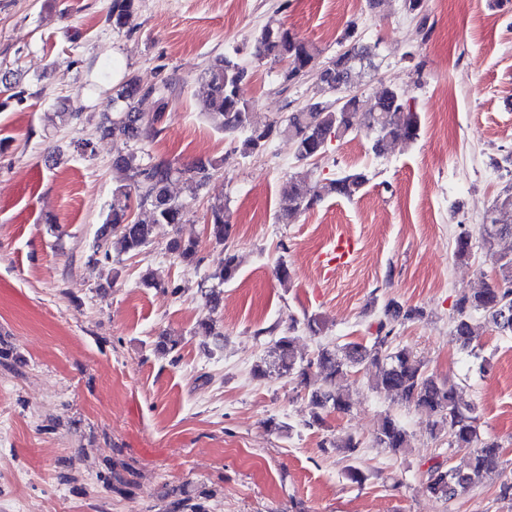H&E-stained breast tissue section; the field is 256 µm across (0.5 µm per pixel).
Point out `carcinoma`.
I'll return each instance as SVG.
<instances>
[{"label":"carcinoma","mask_w":512,"mask_h":512,"mask_svg":"<svg viewBox=\"0 0 512 512\" xmlns=\"http://www.w3.org/2000/svg\"><path fill=\"white\" fill-rule=\"evenodd\" d=\"M137 6L138 0H112L108 14L112 28L122 29ZM340 43L345 51L325 57L314 43L300 38L283 25L263 27L254 37V59L260 62L273 58L285 63L281 74L285 83L312 77L316 94L324 95L326 99L317 98L278 119H263L244 96V85L250 77L248 67L233 56L225 55L217 58L204 76L209 120L225 136L233 140L241 138V152L247 155L263 153L274 139L285 137L293 142L295 158L299 162L324 157L332 139L347 135L360 125L374 134L373 150L377 153L390 142H415L420 136L421 123L407 89L383 86L361 122H356L360 98L352 94V89L359 87L357 77L361 69L372 65V54L358 39L354 28L345 30ZM168 89L166 84L144 88L130 78L121 83L112 97L115 116L110 125L104 127V132L129 145L113 160V169L129 183L113 190L112 209L105 218L110 232L98 236L93 244L94 254L101 253L106 259L110 257V239L115 240L122 252L134 255L153 241L158 226L183 223L184 205L169 191L173 178L182 179L193 194L211 177V171L224 164L222 159L208 165L182 166L165 159L144 160L135 144L160 133L156 124L168 106ZM145 96L156 98L157 112L151 116L137 109V102ZM366 182L367 177L361 172H345L315 186L296 181L282 198L280 210L288 218L311 208L324 196L351 199L362 191ZM206 224L209 236L218 243L224 242L231 229L224 204L210 207ZM503 234L512 235V186L496 198L486 216L484 247L492 250L493 239ZM171 250L180 263L186 266L197 264L195 239L175 240ZM492 258L494 281L455 303L452 336L462 350L468 349L473 340V316L476 313L484 315L501 335H512V255L494 253ZM238 268V256L228 251L224 254V266L212 278L228 282L236 276ZM418 315L419 310L405 309L390 301L384 307L383 319L378 323L371 347L357 342L347 343L339 349L324 346L315 358L309 360L297 355L296 337L281 336L275 341L273 366L279 375L311 390L310 402L315 409L312 423L317 425L323 424L321 412L327 409L338 413L349 410L348 396L338 387V381L347 375V369L366 363L375 367L374 388L393 393L413 405L429 418L432 432H448L451 445L473 449L467 469L437 467L430 471V493L450 501L483 483L497 470L502 445L495 439L479 438L472 408L454 385L428 374L412 351L394 344V323ZM314 367L319 370L318 381L311 378ZM375 441L382 448L397 451L408 447V434L397 420L387 415L380 421Z\"/></svg>","instance_id":"cac0c4a2"}]
</instances>
